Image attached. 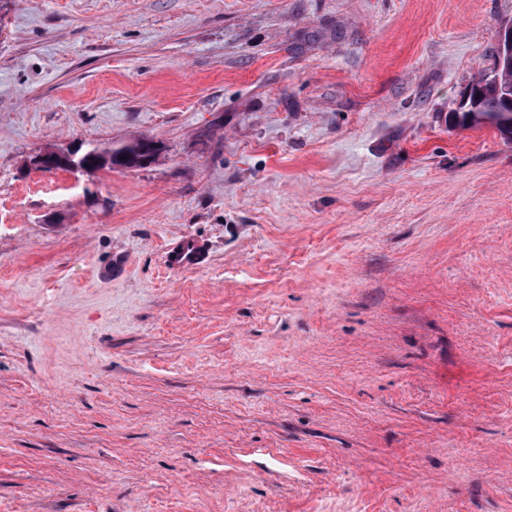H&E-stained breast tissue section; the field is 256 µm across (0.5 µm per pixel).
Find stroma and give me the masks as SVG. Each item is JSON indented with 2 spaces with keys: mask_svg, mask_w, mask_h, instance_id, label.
Instances as JSON below:
<instances>
[{
  "mask_svg": "<svg viewBox=\"0 0 512 512\" xmlns=\"http://www.w3.org/2000/svg\"><path fill=\"white\" fill-rule=\"evenodd\" d=\"M509 22L12 0L0 512H512V139L448 120ZM142 137L145 168L25 167ZM78 148L63 149L55 145H48L35 153L28 161V166L33 170L44 169L52 159L56 158H73ZM205 259L199 243L191 238H182L166 256V265L171 270L186 271L198 267Z\"/></svg>",
  "mask_w": 512,
  "mask_h": 512,
  "instance_id": "1",
  "label": "stroma"
}]
</instances>
